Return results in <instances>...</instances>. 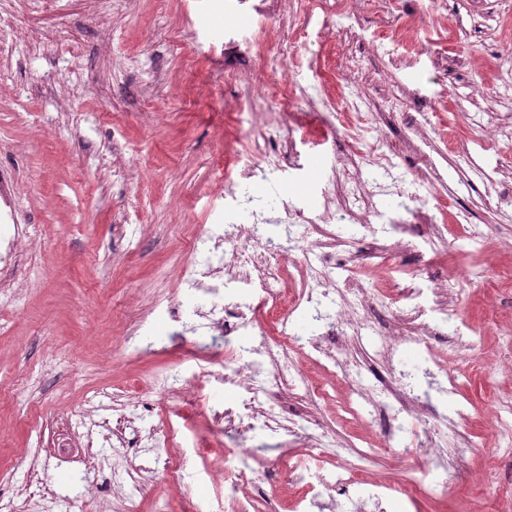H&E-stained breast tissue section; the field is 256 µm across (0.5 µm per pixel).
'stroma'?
<instances>
[{"instance_id": "1", "label": "stroma", "mask_w": 512, "mask_h": 512, "mask_svg": "<svg viewBox=\"0 0 512 512\" xmlns=\"http://www.w3.org/2000/svg\"><path fill=\"white\" fill-rule=\"evenodd\" d=\"M228 9L240 26L225 27ZM466 10L465 0H448L447 17L436 20L429 0H402L399 19L418 25L428 52L397 68L404 47L367 9L348 35L306 0L269 15L257 13L256 0H48L38 8L0 0V12L24 34L20 41L0 35V211L38 230L17 259L14 286L0 288V502L10 512H122L128 499L138 512H161L167 500L224 512V485L213 478L224 449L244 445L278 457L280 441L268 434H213L211 410L237 402L223 386L207 384L202 404L152 390L160 372L205 377L195 336L171 343L165 325H156L158 352L131 358L123 335L135 320L133 299L173 292L194 237L233 204L220 192L215 163L244 149L241 113L255 107V85L275 77L248 54V43L302 23L309 38L292 78L318 107L294 106L296 146L277 186L248 183L245 191L263 196L275 221L277 198L318 206L333 167L362 145L349 130L355 115L334 117L322 98L382 103L403 84L424 101L385 112L387 134L403 138L424 113H441L429 151L448 183L450 210L472 215V228L448 223V246L433 261L461 269L458 308L483 340L484 366L447 402L469 409L460 427L471 442L466 466L425 478L428 486L447 482L446 497L423 495L413 509L398 494L382 512H461L479 473L493 487L486 512H512V438L489 432L493 400L512 401V377L497 363L498 346L512 341V298L496 297L500 319L488 321L494 286L512 282V208L484 195L485 177L512 165V144L487 149L478 141L482 129L512 114V82L497 78L501 57H512V5L489 0L469 33L460 29ZM498 29L507 36L491 57L484 42ZM338 48L362 62L345 88L327 60ZM134 384L140 411L173 435L185 480L169 483L158 467L142 488L116 495L110 448L96 444L71 457L56 444L87 396L96 395L95 418L107 422ZM350 393L340 377L324 396L286 402L285 412L312 415L360 445L380 430L352 418Z\"/></svg>"}]
</instances>
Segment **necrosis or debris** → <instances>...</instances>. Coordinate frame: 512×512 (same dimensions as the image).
I'll return each instance as SVG.
<instances>
[{"instance_id":"1","label":"necrosis or debris","mask_w":512,"mask_h":512,"mask_svg":"<svg viewBox=\"0 0 512 512\" xmlns=\"http://www.w3.org/2000/svg\"><path fill=\"white\" fill-rule=\"evenodd\" d=\"M294 60V54H281L276 66L283 78L257 87L255 94L266 107L254 115L255 131L283 123L298 103V89L285 76ZM426 145L420 127L396 146L378 134L348 159V175L323 195L322 213L288 206L277 236L267 231L263 207H248L247 218L228 217L209 225L194 239L197 259L184 266L179 283L183 297L208 295V310L197 311L195 321L187 325L171 296H153L141 305L132 334L125 339L129 354L142 356L153 346L155 323L166 322L187 325L190 333L222 346V353L211 357L208 377L236 391L239 404L215 411L213 426L220 430L233 424L246 435L261 431L302 444L304 461L277 470L279 481L305 490L296 502V512H358V493L369 492L373 505L378 506L392 492L367 468L380 452V444L357 447L327 432L308 434L285 415L282 399L301 382L302 361L326 362L327 373H334L335 338L340 334L375 336L387 361L400 346L416 344L424 350L429 373L442 377L441 393L452 394L457 379L448 372L449 362L479 351L449 295L447 275L424 268L393 271L383 247L377 244L361 254L343 282L333 276L335 228L358 223L371 229L372 218L379 215L374 198L394 176V154L415 155L417 177L427 181L435 193H442L443 179ZM292 262L298 266L303 285L288 289L284 274ZM369 265L384 276L399 275L402 281L389 294L396 311L383 325L370 317L380 298L360 277L362 268ZM298 311L307 313L313 325L310 334L293 327L292 317ZM413 385V377L404 375L374 383L358 380L349 399L352 414L364 422L383 424L388 439L411 445L413 454L422 455L432 468L447 469L448 432L466 414L460 409L448 416L432 398L413 393ZM101 438L118 442L115 455L119 458L126 449H142L148 462L163 463L171 483L183 482L184 465L169 451L171 436L158 435L151 427L133 430L131 420L121 416ZM244 454L241 448L228 451L215 478L224 484L230 512H260L268 494L255 480L256 465L243 463Z\"/></svg>"}]
</instances>
